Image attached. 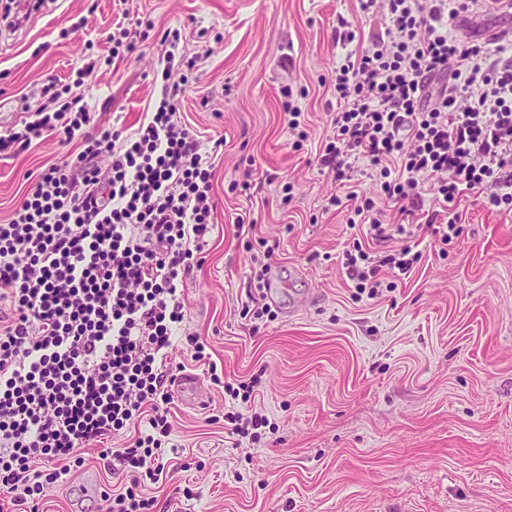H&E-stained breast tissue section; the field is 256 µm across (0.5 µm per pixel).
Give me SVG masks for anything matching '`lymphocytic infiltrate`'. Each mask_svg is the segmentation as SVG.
Returning <instances> with one entry per match:
<instances>
[{"label":"lymphocytic infiltrate","mask_w":512,"mask_h":512,"mask_svg":"<svg viewBox=\"0 0 512 512\" xmlns=\"http://www.w3.org/2000/svg\"><path fill=\"white\" fill-rule=\"evenodd\" d=\"M479 0H358L383 26L370 47L352 48L332 77L336 110L319 164L348 208L343 266L358 292L375 297L384 269L407 273L412 246L371 257L361 235L414 238L387 224L378 200L440 202L427 227L443 243L462 235V198L512 213V39L474 43L447 18ZM183 83L165 81L155 112L128 136L98 127L82 95L49 80L43 106L0 134V153L19 155L46 133L76 148L44 165L8 222L0 224V491L12 505L38 502L84 461L87 447L145 421L116 449L129 474L97 512H153L141 496L159 481L170 441L175 375L168 362L184 320L182 286L213 230V151L177 118ZM93 134H83L86 126ZM369 172L378 198L357 193Z\"/></svg>","instance_id":"lymphocytic-infiltrate-1"}]
</instances>
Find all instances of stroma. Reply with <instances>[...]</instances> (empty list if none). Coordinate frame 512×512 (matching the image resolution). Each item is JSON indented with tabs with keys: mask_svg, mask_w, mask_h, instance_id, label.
I'll list each match as a JSON object with an SVG mask.
<instances>
[{
	"mask_svg": "<svg viewBox=\"0 0 512 512\" xmlns=\"http://www.w3.org/2000/svg\"><path fill=\"white\" fill-rule=\"evenodd\" d=\"M125 13L154 27L131 57L86 79L90 109L132 133L168 69L186 81L181 121L205 146L224 141L215 227L184 281L182 332L205 339L210 359L192 361L180 341L169 354L197 376L200 401H173L165 456L179 471L148 485L155 512H512V215L466 202L460 239L421 231L420 262L395 288L360 298L342 266L346 216L323 208L336 187L313 159L336 98L319 80L346 53L344 31L366 47L378 20L357 0H47L27 26L0 33V130L42 105L47 77L75 80L107 55ZM175 29L173 47L165 34ZM172 52L196 67L169 68ZM287 87L305 94L299 131L282 119ZM70 150L51 134L0 155V220L29 175ZM263 240L285 285L272 320L245 311ZM256 372L250 403L270 425L259 441L238 440L223 384ZM102 451H86L40 512H93L85 481L109 491L124 475Z\"/></svg>",
	"mask_w": 512,
	"mask_h": 512,
	"instance_id": "obj_1",
	"label": "stroma"
}]
</instances>
